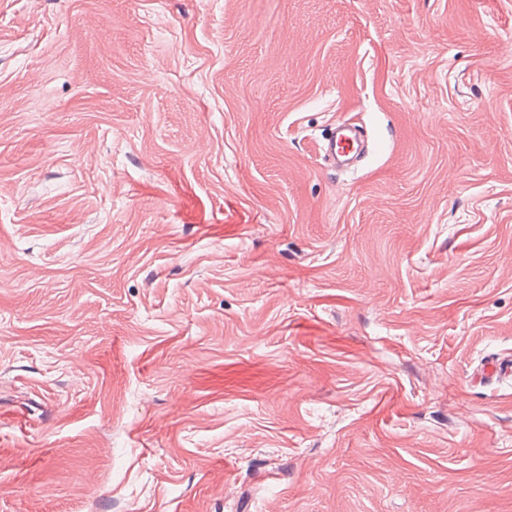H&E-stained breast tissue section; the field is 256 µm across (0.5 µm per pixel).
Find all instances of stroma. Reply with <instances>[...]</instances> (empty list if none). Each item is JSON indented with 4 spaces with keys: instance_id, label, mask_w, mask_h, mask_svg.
Listing matches in <instances>:
<instances>
[{
    "instance_id": "obj_1",
    "label": "stroma",
    "mask_w": 512,
    "mask_h": 512,
    "mask_svg": "<svg viewBox=\"0 0 512 512\" xmlns=\"http://www.w3.org/2000/svg\"><path fill=\"white\" fill-rule=\"evenodd\" d=\"M2 184L0 512H512V0H0ZM324 144V155L331 160L334 166L340 163L348 164L358 152L359 143L353 127L346 123L338 124L332 135L326 139Z\"/></svg>"
}]
</instances>
